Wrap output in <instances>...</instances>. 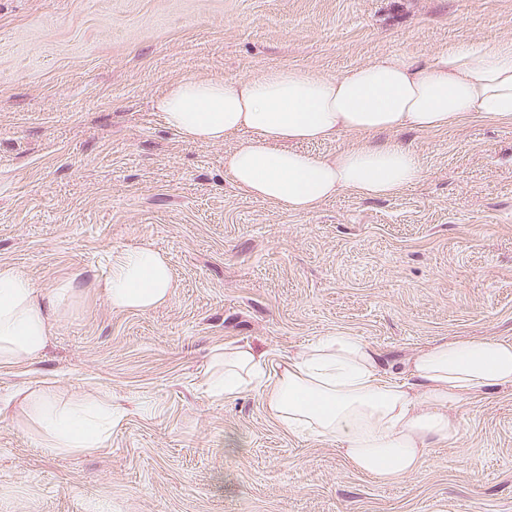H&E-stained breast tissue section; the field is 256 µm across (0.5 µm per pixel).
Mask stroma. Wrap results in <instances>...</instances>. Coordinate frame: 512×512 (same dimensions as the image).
Masks as SVG:
<instances>
[{"instance_id": "obj_1", "label": "stroma", "mask_w": 512, "mask_h": 512, "mask_svg": "<svg viewBox=\"0 0 512 512\" xmlns=\"http://www.w3.org/2000/svg\"><path fill=\"white\" fill-rule=\"evenodd\" d=\"M509 41L512 0H0V265L79 288L44 353L0 368V512H512V390L463 404L457 440L379 484L260 393L207 389L227 344L275 367L339 331L398 362L512 339V123L403 132L417 184L293 214L234 186L233 140L184 142L155 109L186 76H337ZM140 246L168 257L171 298L114 311L98 283ZM43 389L122 413L101 447L51 453Z\"/></svg>"}]
</instances>
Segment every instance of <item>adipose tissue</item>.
I'll return each instance as SVG.
<instances>
[{"label":"adipose tissue","mask_w":512,"mask_h":512,"mask_svg":"<svg viewBox=\"0 0 512 512\" xmlns=\"http://www.w3.org/2000/svg\"><path fill=\"white\" fill-rule=\"evenodd\" d=\"M167 128L209 145L238 133L224 170L246 195L295 214L348 191L363 198L399 193L423 176L418 155L398 132H434L464 118L512 122V43L451 44L430 60L386 56L338 76L271 68L250 78L190 76L156 100ZM364 143L324 158L299 151L351 135ZM113 310L147 312L171 296L168 258L151 247L115 254L99 285ZM73 281L42 290L0 267V366L34 361L54 320L76 295ZM215 395L260 390L269 415L288 433L336 442L351 467L378 483L418 471L429 449L460 432L455 409L468 399L512 390V340H438L394 371L383 353L348 332L323 336L289 355L280 369L244 345L214 356ZM117 404L106 399L36 405L47 448L100 447Z\"/></svg>","instance_id":"ef3b65f1"}]
</instances>
